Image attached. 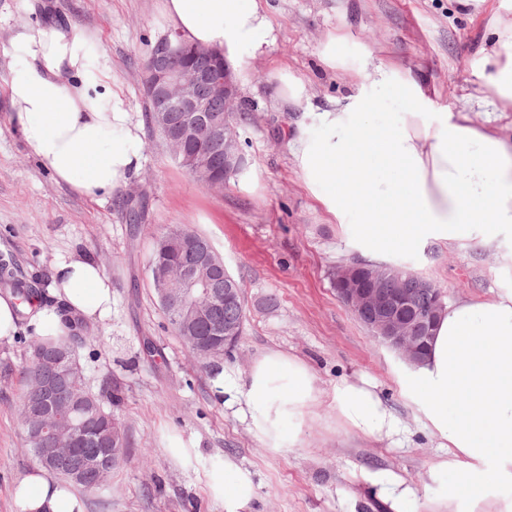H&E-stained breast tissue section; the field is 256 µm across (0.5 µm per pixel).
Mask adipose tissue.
Returning a JSON list of instances; mask_svg holds the SVG:
<instances>
[{
    "label": "adipose tissue",
    "mask_w": 512,
    "mask_h": 512,
    "mask_svg": "<svg viewBox=\"0 0 512 512\" xmlns=\"http://www.w3.org/2000/svg\"><path fill=\"white\" fill-rule=\"evenodd\" d=\"M163 11L186 41L222 50L232 66L263 55L275 38L266 0H164ZM483 47L482 67L467 101L512 110V25L498 27ZM22 61L8 85L11 121L55 180L95 199L124 184L142 160L137 125L113 96L104 68L91 61L87 39L53 14L13 40ZM398 86L409 105L390 124L375 123L378 94ZM434 112L423 84L371 62L347 105L319 113L318 141L296 137L298 167L338 223L353 224L363 255L394 258L427 244L467 240L512 256V139L473 125L468 108ZM49 294L55 306L31 317L37 335H68L62 314L86 322L112 313V284L89 258L55 261ZM403 395L440 440L429 479L447 475L440 505L467 502L484 512L501 492L498 512H512V283L489 301L445 307L423 362L401 371ZM242 406L251 432L266 448L296 443L319 399L316 377L301 360L273 351L257 359L227 392ZM336 419L346 429L382 441L404 433L376 385L365 376L332 390ZM362 481L390 512H410L417 490L386 469H365ZM224 512H244L255 494L248 471L232 463L209 476ZM14 512H79L70 489L41 468L12 493Z\"/></svg>",
    "instance_id": "obj_1"
}]
</instances>
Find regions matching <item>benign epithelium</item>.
I'll list each match as a JSON object with an SVG mask.
<instances>
[{
    "mask_svg": "<svg viewBox=\"0 0 512 512\" xmlns=\"http://www.w3.org/2000/svg\"><path fill=\"white\" fill-rule=\"evenodd\" d=\"M178 54L194 57L205 54L214 60L223 59L221 50L196 47L177 33L160 37L141 74L150 121L157 130H169L173 126V113H186L178 127V138L194 139L210 146L224 145V173H233L240 165L243 152L237 136L224 122V113L233 111L239 103L236 74L227 63L210 69L177 67L173 59ZM177 159L203 186L217 191L224 189V184L214 179L207 151L189 156L179 154ZM190 246L200 252L201 259L189 265L179 280L162 279L159 289L176 326L191 336V352L202 359H215L214 345L193 332L202 319L216 313L217 300L210 282L219 264L214 259L212 244L193 240ZM411 276L412 272L400 267L361 263L337 267L333 279L337 296L367 328L371 337L397 352L409 365L422 360L425 339L445 308L441 289L425 281L423 287L428 289L432 300L426 308L415 309L414 292L401 287ZM386 280L398 284V288L379 287ZM74 384L72 371L57 370L39 378L30 394L35 407L27 427L28 434L36 438L49 436L59 441L57 447L48 449L46 461L49 463L70 462L76 447L83 441L81 426L63 411V401ZM124 457V451L115 450L112 461L91 464L86 473L90 485L106 483L112 468Z\"/></svg>",
    "mask_w": 512,
    "mask_h": 512,
    "instance_id": "benign-epithelium-1",
    "label": "benign epithelium"
}]
</instances>
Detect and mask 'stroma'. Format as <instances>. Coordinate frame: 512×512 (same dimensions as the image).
<instances>
[{
    "label": "stroma",
    "instance_id": "obj_1",
    "mask_svg": "<svg viewBox=\"0 0 512 512\" xmlns=\"http://www.w3.org/2000/svg\"><path fill=\"white\" fill-rule=\"evenodd\" d=\"M42 0H0V256L13 258L21 279L49 282L58 257H88L112 282V313L89 323L79 347L86 381L116 378L128 388L123 411L130 448L105 488L77 489L84 512H224L209 474L235 462L250 472L249 512H387L360 478L361 469L401 475L417 490L415 512H436L438 484L427 471L439 440L415 415L396 374L399 356L372 339L341 302L337 266L358 259L356 228L337 223L305 184L292 144L299 128L317 137L316 113L344 105L350 76L326 66L320 50L335 38L338 55L359 50L425 80L437 105H456L480 65L477 40L494 23H512V0H269L276 39L243 63L238 91L252 106L238 125L256 184L232 181L214 192L172 157L147 121L141 69L156 39L170 32L163 0H51L58 15L89 37L94 62L107 68L113 94L138 125L143 161L117 193L83 197L56 182L10 120L3 92L20 70L15 35L40 20ZM301 82L304 100L284 106L282 80ZM181 224L206 236L229 273L244 283V330L232 352L196 359L175 334L151 286L155 235ZM432 282L446 302L494 298L506 263L498 251L467 240L433 244L396 261ZM35 333L20 322L0 342V512H12L14 486L36 466L19 419V371ZM158 348L142 351L144 341ZM279 351L309 365L320 398L299 441L273 452L225 403L222 385L240 380L255 360ZM374 381L408 427L403 444L376 442L336 423L331 392L345 377ZM186 448L176 457L171 447Z\"/></svg>",
    "mask_w": 512,
    "mask_h": 512
}]
</instances>
